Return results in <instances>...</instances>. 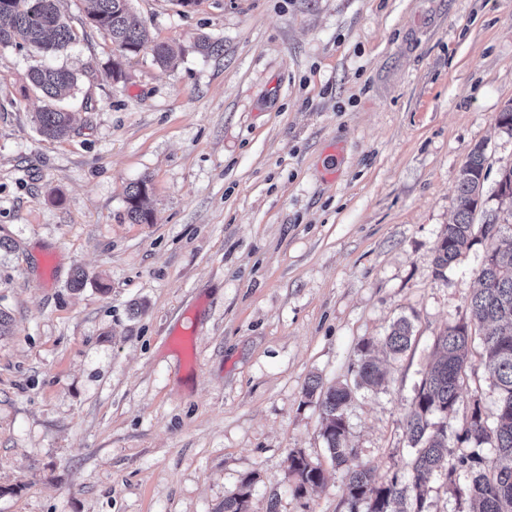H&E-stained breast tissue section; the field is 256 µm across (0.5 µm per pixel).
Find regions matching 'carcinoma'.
Instances as JSON below:
<instances>
[{
  "instance_id": "obj_1",
  "label": "carcinoma",
  "mask_w": 512,
  "mask_h": 512,
  "mask_svg": "<svg viewBox=\"0 0 512 512\" xmlns=\"http://www.w3.org/2000/svg\"><path fill=\"white\" fill-rule=\"evenodd\" d=\"M57 0H0V45H26L43 56H54L76 40L72 28L61 18ZM88 19L104 31L119 52L112 61V77L125 76L122 59L151 50L153 60L162 67L175 64L179 52L165 42H151L145 22L132 10L130 0H84ZM32 90L52 102L75 92L77 73L64 66H40L28 74ZM40 132L50 139H62L72 130V115L67 109L46 105L38 112ZM485 152L481 146L469 154L459 176L458 206L453 222L446 225L435 247V266L442 274L463 251L476 241L473 214L482 202L487 179ZM128 218L133 224H149L151 211L146 206L148 181L140 180L125 189ZM496 196L512 203V166L499 172ZM490 242L477 270L480 288L472 295L465 316L435 340L437 358L421 379L412 406L405 416L406 436L414 453L408 476L385 484L376 481L374 468L356 461L357 451L346 436L344 407L352 390L344 384L324 386L314 378L306 395L317 399L323 414L322 437L331 460L345 467L346 489L352 505L365 502L367 512H426L425 488L431 478L444 472L458 494H466L472 512H512V222L494 218L480 228ZM481 331L484 364L499 392V413L488 424L479 408H474L462 439L489 443L493 457L456 455L448 447V416L460 398L461 380L469 362L473 335ZM411 324L396 322L385 339L389 351L398 355L411 345ZM371 343L361 345L365 352L357 371V385L376 387L382 372L367 355ZM435 415L443 423L432 422ZM288 471L295 479V493L323 481L322 471L302 454L288 456ZM255 478L248 476L238 492L224 500V512H246Z\"/></svg>"
}]
</instances>
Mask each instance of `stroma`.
Returning a JSON list of instances; mask_svg holds the SVG:
<instances>
[{
  "label": "stroma",
  "mask_w": 512,
  "mask_h": 512,
  "mask_svg": "<svg viewBox=\"0 0 512 512\" xmlns=\"http://www.w3.org/2000/svg\"><path fill=\"white\" fill-rule=\"evenodd\" d=\"M131 6L181 58L146 49L113 80L109 37L60 0L77 42L53 62L79 76L63 139L38 131L41 56L0 45V512H224L249 475L247 512H366L305 389L354 382L373 342L384 382L355 389L348 441L378 482L406 476L404 417L488 248L435 272L475 146L474 222L507 214L512 0ZM142 179L153 221L134 224L125 189ZM402 319L412 344L394 356ZM482 352L448 444L488 457L461 438L473 408L498 413ZM293 451L323 470L302 495ZM412 340V327L411 324L405 320L396 322L388 336L385 339V345L393 355H398L405 352L411 345Z\"/></svg>",
  "instance_id": "obj_1"
}]
</instances>
